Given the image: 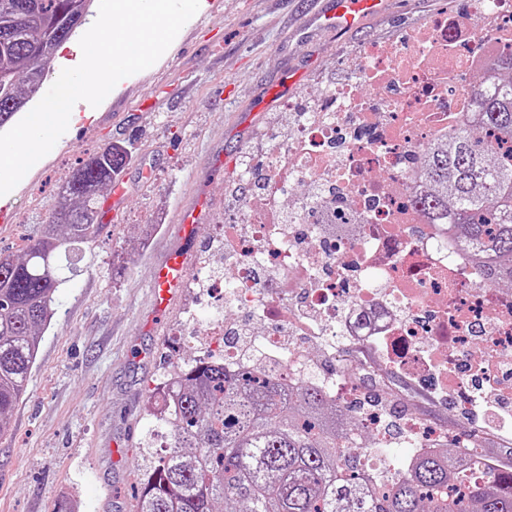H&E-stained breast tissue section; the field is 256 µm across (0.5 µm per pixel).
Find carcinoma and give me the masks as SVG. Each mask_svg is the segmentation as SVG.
Wrapping results in <instances>:
<instances>
[{
  "label": "carcinoma",
  "instance_id": "carcinoma-1",
  "mask_svg": "<svg viewBox=\"0 0 512 512\" xmlns=\"http://www.w3.org/2000/svg\"><path fill=\"white\" fill-rule=\"evenodd\" d=\"M91 0H0V127L39 91L60 44ZM500 81L470 86L482 131L461 127L424 153L428 194L419 203L484 263L489 285L512 284V54L493 64ZM130 160L124 145L88 155L62 187L47 224L18 255L0 256V436L21 400L40 336L65 283L60 256L94 242L101 191ZM151 424L172 443L137 472L134 512H512V471L463 464L449 445L394 474L376 493L365 448L337 447L345 427L313 386L199 358L153 394Z\"/></svg>",
  "mask_w": 512,
  "mask_h": 512
}]
</instances>
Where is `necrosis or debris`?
I'll list each match as a JSON object with an SVG mask.
<instances>
[{
  "instance_id": "obj_1",
  "label": "necrosis or debris",
  "mask_w": 512,
  "mask_h": 512,
  "mask_svg": "<svg viewBox=\"0 0 512 512\" xmlns=\"http://www.w3.org/2000/svg\"><path fill=\"white\" fill-rule=\"evenodd\" d=\"M509 52L512 0H459L402 43L364 45L352 79L321 87L313 111L289 103L291 125L247 168L254 189L222 229L236 259L210 281L218 306L198 338L213 360L278 371L344 404L361 398L369 372L389 392L398 379L435 377L464 411L489 383L512 405V289L487 285L469 250L412 203L424 150L471 120L469 78ZM264 267L280 279L260 307ZM237 314L252 319L254 357L231 341ZM359 420L348 445L392 447L380 411ZM404 426L415 459L452 441L419 415ZM452 442L467 455L477 446Z\"/></svg>"
}]
</instances>
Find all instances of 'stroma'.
<instances>
[{
    "mask_svg": "<svg viewBox=\"0 0 512 512\" xmlns=\"http://www.w3.org/2000/svg\"><path fill=\"white\" fill-rule=\"evenodd\" d=\"M456 2L390 0L361 29L330 38L312 29L294 34L299 0H200L158 61L129 77L121 102L74 107L73 148L54 152L16 193V221L0 234V253L46 223L80 160L112 143L132 151L120 176L126 194L115 212H104L96 241L69 255L73 271L55 294L56 314L0 438V512H133L153 389L193 360L175 333L189 312L207 320L211 303L196 291L200 263L220 259L215 224L200 225L185 242L196 259L186 286L159 312L152 268L182 243L169 230L172 211L193 196L219 205L220 221H228L243 156L290 119L283 102L262 107L268 91L297 72L289 99L306 100L341 79L363 45L396 43ZM151 96L160 108L146 106ZM365 392L393 416L411 408L483 441L488 456L512 468V442L487 434L481 418L460 413L453 400L427 401L411 384L397 397L370 381Z\"/></svg>",
    "mask_w": 512,
    "mask_h": 512,
    "instance_id": "stroma-1",
    "label": "stroma"
}]
</instances>
